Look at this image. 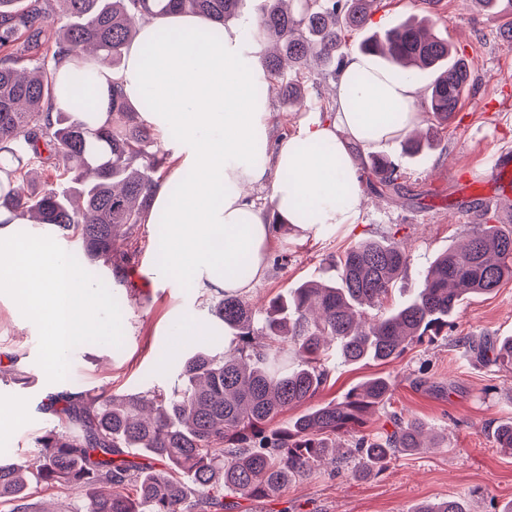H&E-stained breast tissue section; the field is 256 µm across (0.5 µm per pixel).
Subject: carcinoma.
I'll list each match as a JSON object with an SVG mask.
<instances>
[{
    "instance_id": "obj_1",
    "label": "carcinoma",
    "mask_w": 512,
    "mask_h": 512,
    "mask_svg": "<svg viewBox=\"0 0 512 512\" xmlns=\"http://www.w3.org/2000/svg\"><path fill=\"white\" fill-rule=\"evenodd\" d=\"M242 0H0V211L27 217L78 242L75 258L89 273L104 266L122 277L139 252L135 233L164 216L151 213L154 189L172 165L154 128L142 117L144 98L129 102L112 83L107 118L95 112L53 111L57 72L65 61L122 66L135 22L175 13L214 23L218 36ZM263 0L248 27L276 50L264 65L288 104L303 102V70L338 66L348 36L367 29L373 0ZM486 11L512 14V0H474ZM404 77L433 74L428 112L436 127L454 122L470 90V64L448 40L403 22L371 32L359 44ZM375 194L402 189L394 164L375 157ZM396 237L349 246L336 279L307 281L265 310L219 292L210 324L224 330L222 351L200 348L178 362V384L167 392L95 396L60 410L65 429L38 438L36 461L0 460V503L30 512L41 488L100 485L72 512H214L224 496L261 498L324 467L355 460V472L382 470L421 448L425 424L393 416L392 430L369 431V416L387 403L392 384L367 379L339 401L311 407L280 426L277 417L313 401L325 386L330 359L386 362L413 343L448 335L460 303L512 277V230L473 225L468 243L436 257L412 298L384 307L407 266ZM266 339L257 344L254 337ZM485 366H512V336L464 337ZM512 450V420L495 428ZM415 512H468L449 498Z\"/></svg>"
}]
</instances>
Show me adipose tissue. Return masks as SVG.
Masks as SVG:
<instances>
[{"label":"adipose tissue","mask_w":512,"mask_h":512,"mask_svg":"<svg viewBox=\"0 0 512 512\" xmlns=\"http://www.w3.org/2000/svg\"><path fill=\"white\" fill-rule=\"evenodd\" d=\"M209 27L182 14L143 22L122 69L99 65L91 89L101 112L116 81L130 102L150 98L144 118L175 155L153 193L168 223L159 276L245 295L265 275L269 211L307 232L355 223L357 149H381L425 115L414 79L352 53L334 82L332 112L300 134L272 138L267 102L254 93L265 80L255 44L234 28L210 39ZM253 188L268 190L269 207L255 203ZM243 262L249 272L241 277Z\"/></svg>","instance_id":"ef3b65f1"}]
</instances>
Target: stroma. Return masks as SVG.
Masks as SVG:
<instances>
[{
    "label": "stroma",
    "instance_id": "stroma-1",
    "mask_svg": "<svg viewBox=\"0 0 512 512\" xmlns=\"http://www.w3.org/2000/svg\"><path fill=\"white\" fill-rule=\"evenodd\" d=\"M439 20L431 31L464 52L476 85L464 98L455 124L440 133L429 149L409 156L401 142L384 150L401 174L402 192L386 198L370 192V168H361L358 189L362 205L354 224L324 225L316 232L280 226L274 235L264 277L255 283L250 301L261 307L288 289L313 278L336 275L334 260L356 241L396 233L408 254V264L395 284L393 302H401L421 288L423 272L440 253L462 246L472 225L500 223L496 210L467 207L456 196L459 182L485 184L492 158L512 152V45L497 33L506 18L482 11L467 0H441ZM307 93L310 104L289 106L279 91L267 94L277 132L291 133L321 119L319 92L328 91L334 75L313 71ZM151 225L139 230L141 252L124 282L108 269L98 277L123 298V344L115 348L84 343L70 354L71 390L90 396L125 394L174 384L177 370L164 366L165 357L190 346L177 336L180 322L204 329L210 341V291L188 282L170 284L151 275L154 256ZM463 336H512V278L489 294L465 299L453 317L447 337L433 343L409 345L388 362L363 361L335 365L318 403L339 400L374 376L392 383L390 404L370 418V429L388 422L390 412L423 421L438 447L402 455L379 474L354 476L352 467L327 470L289 484L275 497L224 500V512H413L423 501L457 497L472 512H503L512 504V452L498 448L493 431L512 418V371L484 367L465 354ZM38 332L15 302L0 294V402L18 414L0 417V441L5 457L35 459L36 438L57 427L62 406L37 364Z\"/></svg>",
    "mask_w": 512,
    "mask_h": 512
}]
</instances>
